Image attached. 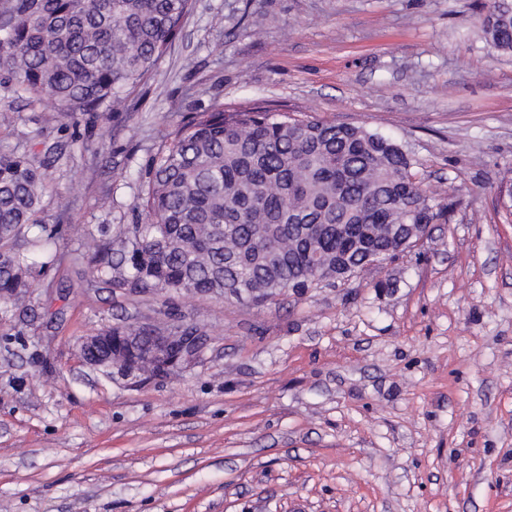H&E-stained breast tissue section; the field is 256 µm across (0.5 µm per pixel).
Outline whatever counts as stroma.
Returning <instances> with one entry per match:
<instances>
[{
	"label": "stroma",
	"instance_id": "35a3bbf8",
	"mask_svg": "<svg viewBox=\"0 0 512 512\" xmlns=\"http://www.w3.org/2000/svg\"><path fill=\"white\" fill-rule=\"evenodd\" d=\"M489 2L193 0L128 108L67 131L0 87V152L71 189L11 243L34 282L0 306V512H512V54L481 28ZM217 103L389 137L447 220L261 306L106 288L86 235L140 223L163 136ZM171 317L205 338L178 372L80 352Z\"/></svg>",
	"mask_w": 512,
	"mask_h": 512
}]
</instances>
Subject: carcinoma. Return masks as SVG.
Returning <instances> with one entry per match:
<instances>
[{
    "mask_svg": "<svg viewBox=\"0 0 512 512\" xmlns=\"http://www.w3.org/2000/svg\"><path fill=\"white\" fill-rule=\"evenodd\" d=\"M192 0H0V85L30 106L51 103L66 124L110 111L145 82L178 35ZM493 47L512 53V0H491ZM416 160L360 127L253 108L193 112L162 141L129 244L94 246L89 269L131 292H251L261 305L313 287L322 263L353 277L407 246L394 224H433L445 206L415 180ZM64 199L49 166L0 155V302L32 285L29 257L10 247L38 225L43 197Z\"/></svg>",
    "mask_w": 512,
    "mask_h": 512,
    "instance_id": "carcinoma-1",
    "label": "carcinoma"
}]
</instances>
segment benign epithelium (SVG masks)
Wrapping results in <instances>:
<instances>
[{
	"instance_id": "benign-epithelium-1",
	"label": "benign epithelium",
	"mask_w": 512,
	"mask_h": 512,
	"mask_svg": "<svg viewBox=\"0 0 512 512\" xmlns=\"http://www.w3.org/2000/svg\"><path fill=\"white\" fill-rule=\"evenodd\" d=\"M142 336H114L112 329L105 335L86 337L81 351L87 362L106 370L116 368L126 376L142 374L151 364L171 373L195 358L202 351L204 339L193 327L176 320L159 325H146Z\"/></svg>"
}]
</instances>
